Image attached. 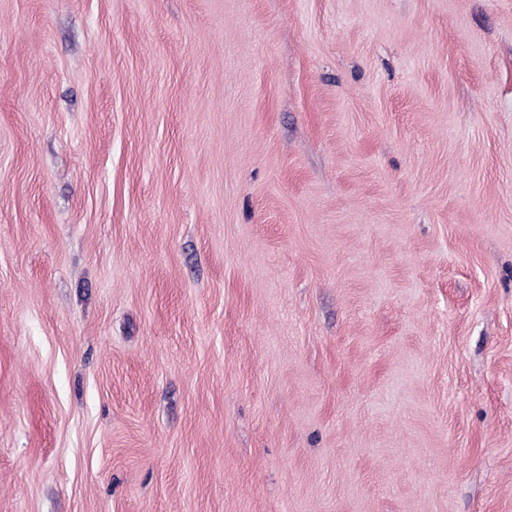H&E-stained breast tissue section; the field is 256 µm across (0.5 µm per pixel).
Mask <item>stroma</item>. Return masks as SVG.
<instances>
[{
    "label": "stroma",
    "instance_id": "stroma-1",
    "mask_svg": "<svg viewBox=\"0 0 512 512\" xmlns=\"http://www.w3.org/2000/svg\"><path fill=\"white\" fill-rule=\"evenodd\" d=\"M0 512H512V0H0Z\"/></svg>",
    "mask_w": 512,
    "mask_h": 512
}]
</instances>
